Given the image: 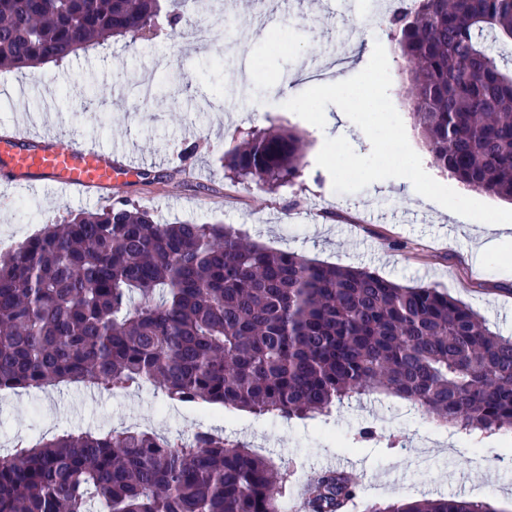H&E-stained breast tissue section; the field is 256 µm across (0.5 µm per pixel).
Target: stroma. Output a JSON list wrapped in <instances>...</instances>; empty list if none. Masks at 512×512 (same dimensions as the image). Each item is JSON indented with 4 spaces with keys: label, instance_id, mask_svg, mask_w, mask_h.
Listing matches in <instances>:
<instances>
[{
    "label": "stroma",
    "instance_id": "obj_1",
    "mask_svg": "<svg viewBox=\"0 0 512 512\" xmlns=\"http://www.w3.org/2000/svg\"><path fill=\"white\" fill-rule=\"evenodd\" d=\"M367 0H186L188 14L211 24L199 44L159 36L129 44L117 38L29 74L0 72V128L22 117L54 136L135 148L145 171L122 177L108 197L7 183L0 175V239L23 242L68 212L94 210L123 197L159 223L221 217L249 238L336 265L364 267L409 286H434L512 336V245L484 255L473 244L484 223L448 219L444 207L391 178L353 194L335 193L316 164L328 137L354 150L371 146L350 120L317 128L284 109L312 75L359 71L356 44H382L390 99L411 124L410 83L386 31L365 24ZM288 125L307 141L293 183L269 191L232 181L221 157L251 128ZM397 436V447L348 439L363 426ZM136 426L181 442L207 427L258 453L293 463L297 480L339 459L357 463L363 488L352 512L373 503L460 496L512 512V434L476 441L438 425L393 396H363L326 419L286 420L172 403L155 384L129 393L88 392L76 383L0 393V448L71 431Z\"/></svg>",
    "mask_w": 512,
    "mask_h": 512
}]
</instances>
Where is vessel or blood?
I'll return each instance as SVG.
<instances>
[{"label": "vessel or blood", "instance_id": "vessel-or-blood-1", "mask_svg": "<svg viewBox=\"0 0 512 512\" xmlns=\"http://www.w3.org/2000/svg\"><path fill=\"white\" fill-rule=\"evenodd\" d=\"M0 169L17 181L102 194L119 176L141 171L142 166L131 149L118 155L94 143L36 136L17 128L0 132Z\"/></svg>", "mask_w": 512, "mask_h": 512}]
</instances>
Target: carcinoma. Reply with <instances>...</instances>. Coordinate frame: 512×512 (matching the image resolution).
<instances>
[{"label": "carcinoma", "mask_w": 512, "mask_h": 512, "mask_svg": "<svg viewBox=\"0 0 512 512\" xmlns=\"http://www.w3.org/2000/svg\"><path fill=\"white\" fill-rule=\"evenodd\" d=\"M0 0V71L122 37L184 34L183 0ZM381 25L413 74L410 107L437 168L512 201V0H397ZM284 126L224 152L232 179L300 177ZM66 380L176 402L329 416L391 395L467 435L512 430V338L432 287L401 285L245 240L221 221L157 223L127 199L69 213L0 254V392ZM291 475L203 427L174 445L140 429L66 433L0 454V512H280ZM359 474L310 480L308 512H346ZM367 512H498L460 498Z\"/></svg>", "instance_id": "carcinoma-1"}]
</instances>
